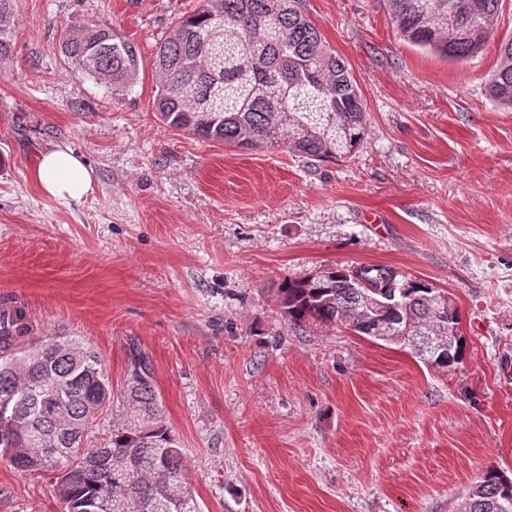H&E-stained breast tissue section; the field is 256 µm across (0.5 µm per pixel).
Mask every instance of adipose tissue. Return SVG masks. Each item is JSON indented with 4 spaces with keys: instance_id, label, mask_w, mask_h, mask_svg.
Instances as JSON below:
<instances>
[{
    "instance_id": "obj_1",
    "label": "adipose tissue",
    "mask_w": 512,
    "mask_h": 512,
    "mask_svg": "<svg viewBox=\"0 0 512 512\" xmlns=\"http://www.w3.org/2000/svg\"><path fill=\"white\" fill-rule=\"evenodd\" d=\"M33 178L45 195L62 200L81 199L93 186L91 171L68 148L42 154L34 166Z\"/></svg>"
}]
</instances>
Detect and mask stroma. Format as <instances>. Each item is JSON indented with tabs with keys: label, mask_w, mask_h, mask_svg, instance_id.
<instances>
[{
	"label": "stroma",
	"mask_w": 512,
	"mask_h": 512,
	"mask_svg": "<svg viewBox=\"0 0 512 512\" xmlns=\"http://www.w3.org/2000/svg\"><path fill=\"white\" fill-rule=\"evenodd\" d=\"M195 4L20 0L0 65V297L34 336L101 352L113 388L131 349L149 356L201 512H456L487 468L512 477V108L486 92L512 0L462 63L401 39L385 0H301L366 107L354 154L327 162L158 120L154 52ZM87 16L140 49L123 98L60 53ZM58 147L92 171L80 200L32 177ZM368 264L448 293L459 367L283 317L285 281ZM0 512H60L51 479L0 457Z\"/></svg>",
	"instance_id": "obj_1"
}]
</instances>
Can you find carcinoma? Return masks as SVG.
Wrapping results in <instances>:
<instances>
[{"label":"carcinoma","instance_id":"cac0c4a2","mask_svg":"<svg viewBox=\"0 0 512 512\" xmlns=\"http://www.w3.org/2000/svg\"><path fill=\"white\" fill-rule=\"evenodd\" d=\"M387 2L399 37L461 63L492 39L502 0ZM18 15L19 0H0L1 65L12 60ZM59 46L75 71L114 99L138 76L137 46L93 18L64 29ZM152 66L154 110L173 129L241 148L282 145L319 161L351 155L364 137L358 83L297 0H197L157 47ZM488 93L512 107V37L499 47ZM432 288L371 265L327 267L280 291L294 327L340 324L374 340L385 320L395 333L419 338L411 348L425 363L448 370L462 363L464 347L434 350L420 341L460 323L450 300L439 315ZM26 340L20 331H0V453L17 449L9 457L15 468L51 473L61 512H97L112 490L129 495L132 512H200L146 354L131 352L117 395L95 349L77 340L73 350H57L44 336L23 350ZM116 399L124 415L104 446L87 448L92 421ZM53 448L69 449L61 476L46 464ZM461 509L512 512V478L485 470Z\"/></svg>","mask_w":512,"mask_h":512}]
</instances>
